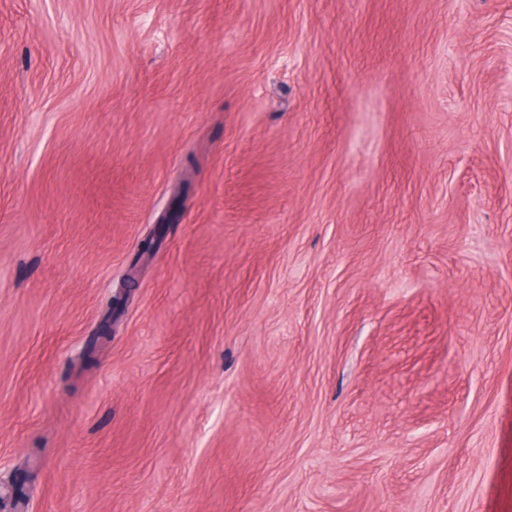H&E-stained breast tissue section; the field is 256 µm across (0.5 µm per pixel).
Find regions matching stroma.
I'll return each instance as SVG.
<instances>
[{"label": "stroma", "mask_w": 512, "mask_h": 512, "mask_svg": "<svg viewBox=\"0 0 512 512\" xmlns=\"http://www.w3.org/2000/svg\"><path fill=\"white\" fill-rule=\"evenodd\" d=\"M0 512H512V0H0Z\"/></svg>", "instance_id": "stroma-1"}]
</instances>
